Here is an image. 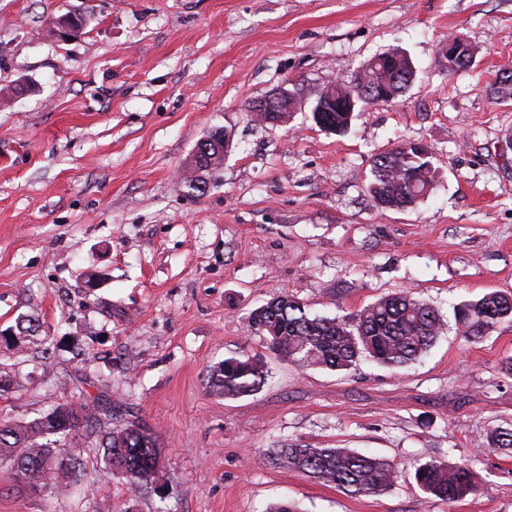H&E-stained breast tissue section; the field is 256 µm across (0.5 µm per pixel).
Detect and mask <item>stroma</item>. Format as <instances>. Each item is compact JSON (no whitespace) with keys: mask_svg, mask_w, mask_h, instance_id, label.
Segmentation results:
<instances>
[{"mask_svg":"<svg viewBox=\"0 0 512 512\" xmlns=\"http://www.w3.org/2000/svg\"><path fill=\"white\" fill-rule=\"evenodd\" d=\"M85 25L61 39L55 18ZM477 48L451 72L440 42ZM405 52L416 81L391 104L328 132L310 112L284 126L249 104L278 90L351 83L376 55ZM512 0H0V331L31 319L44 341L0 342V421L30 422L66 402L111 400L114 424L156 433L154 485L131 489L99 443L69 440L77 482L0 484V512H512V454L485 445L512 428V322L478 341L455 304L512 292ZM215 126L233 133L205 192L181 172ZM426 145L430 194L400 211L366 192L375 154ZM96 288H88V277ZM397 292L448 320L418 362L347 372L304 369L250 333L280 294L344 315ZM261 355L259 392L227 397L208 374ZM281 444L349 448L397 464L379 496L271 466ZM465 464L478 486L448 503L418 466Z\"/></svg>","mask_w":512,"mask_h":512,"instance_id":"stroma-1","label":"stroma"}]
</instances>
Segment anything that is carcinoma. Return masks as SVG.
Wrapping results in <instances>:
<instances>
[{
  "instance_id": "cac0c4a2",
  "label": "carcinoma",
  "mask_w": 512,
  "mask_h": 512,
  "mask_svg": "<svg viewBox=\"0 0 512 512\" xmlns=\"http://www.w3.org/2000/svg\"><path fill=\"white\" fill-rule=\"evenodd\" d=\"M415 77L410 59L397 49L373 57L363 68L359 82L374 91L384 86L397 99ZM349 87L325 86L315 94L316 103L328 108L321 120L349 128L348 113L329 111L330 99L341 103ZM224 128L210 129L209 149L194 150L188 160L191 172L213 175L224 164ZM435 168L430 157L421 155L409 143H402L373 157L367 192L373 202L385 209L405 210L415 206L433 188ZM457 330L468 340L478 339L498 324L512 321V294L492 291L476 300L454 305ZM446 322L432 305L408 293H395L343 316L312 317L305 305L282 295L253 310L249 328L265 335L268 348L303 368L347 372L368 359L390 368L406 367L422 357L437 342ZM268 371L262 358L242 353L224 359L209 376L211 387L226 397L258 392L266 383ZM89 404L57 406L69 422L67 439L83 435L89 440L103 430L102 437L111 469L123 475L131 488L155 482L161 462L160 444L146 423L134 418L112 426V404L105 403L89 412ZM53 423L36 419L28 423H0V483L22 482L37 491L59 478L76 476L75 461L55 455L50 428ZM487 446L512 452V429L496 428L487 435ZM268 460L278 467L298 470L307 476L336 486L346 495L378 496L389 490L399 476L392 461L343 448H272ZM415 481L426 494L454 502L475 491L478 474L468 465L450 466L431 461L416 468Z\"/></svg>"
}]
</instances>
